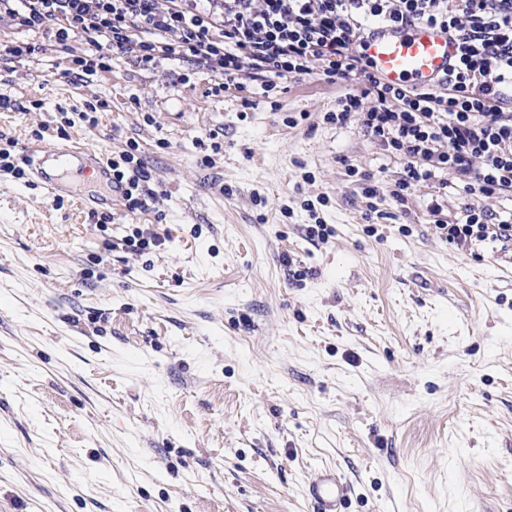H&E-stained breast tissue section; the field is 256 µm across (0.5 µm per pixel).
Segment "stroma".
Segmentation results:
<instances>
[{
	"label": "stroma",
	"mask_w": 512,
	"mask_h": 512,
	"mask_svg": "<svg viewBox=\"0 0 512 512\" xmlns=\"http://www.w3.org/2000/svg\"><path fill=\"white\" fill-rule=\"evenodd\" d=\"M0 44L40 48L0 61V149L133 139L158 193L100 227L0 174V512H311L323 468L344 512H512V254L440 239L431 182L368 215L350 169L403 163L324 122L339 88L275 110L181 60L74 77L80 43L6 17Z\"/></svg>",
	"instance_id": "obj_1"
}]
</instances>
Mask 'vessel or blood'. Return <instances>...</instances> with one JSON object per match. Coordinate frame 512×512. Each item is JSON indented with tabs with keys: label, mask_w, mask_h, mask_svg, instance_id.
Instances as JSON below:
<instances>
[{
	"label": "vessel or blood",
	"mask_w": 512,
	"mask_h": 512,
	"mask_svg": "<svg viewBox=\"0 0 512 512\" xmlns=\"http://www.w3.org/2000/svg\"><path fill=\"white\" fill-rule=\"evenodd\" d=\"M361 45L364 58L376 74L395 86H436L459 55L447 30L435 24L375 26L364 33ZM32 155V174L53 196L62 192L63 178L73 173L93 174L106 183L112 180L107 161L90 150L43 144ZM347 493V485L324 469L311 480L307 498L313 512H339Z\"/></svg>",
	"instance_id": "obj_1"
}]
</instances>
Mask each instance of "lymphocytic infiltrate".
Listing matches in <instances>:
<instances>
[{"instance_id": "lymphocytic-infiltrate-1", "label": "lymphocytic infiltrate", "mask_w": 512, "mask_h": 512, "mask_svg": "<svg viewBox=\"0 0 512 512\" xmlns=\"http://www.w3.org/2000/svg\"><path fill=\"white\" fill-rule=\"evenodd\" d=\"M2 14L21 27L55 26L60 50L77 38L100 62L174 58L259 83L266 93L317 74L344 90L324 121L357 124L404 163L393 189L373 183L366 198L402 203L433 179L475 197L512 189V0H0ZM420 23L457 38V65L435 88L385 83L359 51L362 33ZM111 165L128 212L156 200L136 141ZM430 211L436 234L450 244H512V221L490 223L484 209L465 206L454 223L441 219V205Z\"/></svg>"}]
</instances>
